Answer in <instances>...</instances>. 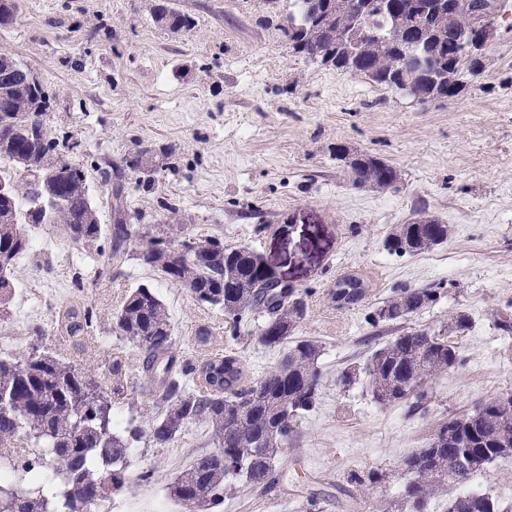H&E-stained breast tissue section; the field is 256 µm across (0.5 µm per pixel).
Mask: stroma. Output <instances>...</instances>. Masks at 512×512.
<instances>
[{"instance_id": "obj_1", "label": "stroma", "mask_w": 512, "mask_h": 512, "mask_svg": "<svg viewBox=\"0 0 512 512\" xmlns=\"http://www.w3.org/2000/svg\"><path fill=\"white\" fill-rule=\"evenodd\" d=\"M156 0H17L0 52L14 56L50 97L48 130L73 136L69 160L112 221L108 185L123 188L127 221L142 231L184 225L186 234L249 246L293 280L307 313L298 335L323 347L319 400L290 424L288 442L267 487L239 484L209 512H372L402 497L401 461L423 447L443 419L472 412L488 397L512 393V0L486 50L482 77L451 101L419 102L365 78L293 55L264 22L262 0H167L194 27L173 33L155 24ZM396 168V189L354 188L337 146ZM166 152L151 184L127 159L142 148ZM450 228L429 250L396 255L392 230L421 216ZM54 227L33 234L17 267L20 288L0 319V349L23 355L47 348L108 377L117 345L111 312L132 288H154L166 304L178 350L198 360L208 350L235 353L246 378L274 366L278 351L257 345L249 322L232 338L223 311L200 305L185 288L137 258L136 245L111 274ZM355 276L366 294L336 307L337 279ZM440 289L438 301L406 320L378 327L368 318L401 288ZM93 311L92 340L76 350L54 330L60 309ZM468 329L449 331L460 364L429 380L427 414L375 402L366 383H336L347 365L412 327L446 325L455 312ZM42 336H34L32 325ZM210 332L209 347L196 334ZM128 396L115 411L148 426L154 394L141 357L125 347ZM206 423L190 424L174 445L141 439L130 454L133 481L93 512H188L167 486L192 459L213 450ZM379 470L383 482L351 483ZM499 512H512V458L474 478Z\"/></svg>"}]
</instances>
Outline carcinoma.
<instances>
[{"label": "carcinoma", "instance_id": "obj_1", "mask_svg": "<svg viewBox=\"0 0 512 512\" xmlns=\"http://www.w3.org/2000/svg\"><path fill=\"white\" fill-rule=\"evenodd\" d=\"M347 0H293L280 36L304 59L362 76L421 102L452 100L484 71L483 52L464 54L462 46L441 47L442 28L453 25L465 44L481 36L479 6L485 0H366L363 9ZM153 20L175 32L193 27L190 16L159 4ZM0 109L14 112L0 125V158L9 172L27 174L16 193L0 197V317L7 314L16 288V261L32 250V230L44 227L37 206L61 202L53 227L74 245L100 251L107 237V266L140 237L135 224H100L98 204L82 169L64 154L68 144L48 133L50 103L43 87L0 80ZM352 185L385 191L397 187L399 172L367 153L336 147ZM448 239V225L417 219L386 239L396 253H417ZM138 259L187 289L201 304L224 311L233 328L250 313L264 319L255 341L281 349L279 362L249 381L240 360L211 353L194 365L175 349L166 306L151 288L132 289L112 314L114 332L144 353L143 369L156 381V418L150 439L161 448L178 441L187 425L204 422L215 448L197 456L168 484L171 498L206 508L234 493L236 483H271L278 450L288 441L290 422L310 411L322 381L321 346L291 340L306 313L294 289L283 288L254 249L227 247L217 238L186 237L171 243L149 237L139 243ZM436 288H403L384 303L386 321L406 320L435 302ZM88 310L58 312L57 330L76 350L89 340ZM458 347L441 332L412 328L375 350L362 368L373 399L381 404L409 402L426 412L425 384L455 367ZM123 358H109L102 382L91 369L64 362L48 351L0 353V512H91L98 501L124 492L130 483L128 457L141 438L137 427L117 428L113 407L125 396ZM512 457V401L490 397L480 409L440 422L425 447L402 460L409 476L403 498L420 509L435 490L457 493L447 512H497L492 499L470 488L472 479L499 458Z\"/></svg>", "mask_w": 512, "mask_h": 512}]
</instances>
